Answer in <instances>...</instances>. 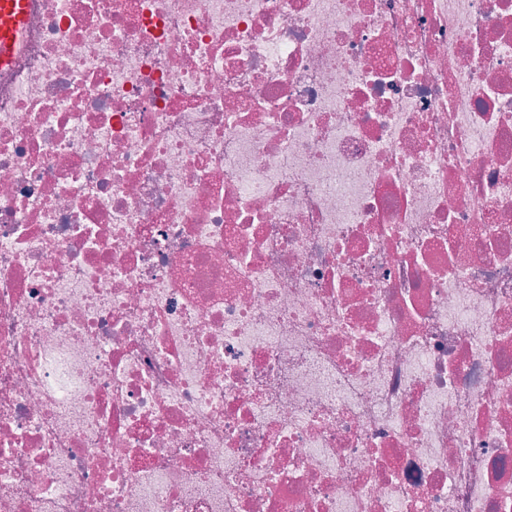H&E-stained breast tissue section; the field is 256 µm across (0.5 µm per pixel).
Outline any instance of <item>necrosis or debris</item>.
Listing matches in <instances>:
<instances>
[{
    "instance_id": "1",
    "label": "necrosis or debris",
    "mask_w": 512,
    "mask_h": 512,
    "mask_svg": "<svg viewBox=\"0 0 512 512\" xmlns=\"http://www.w3.org/2000/svg\"><path fill=\"white\" fill-rule=\"evenodd\" d=\"M31 2L0 512H512V0Z\"/></svg>"
}]
</instances>
